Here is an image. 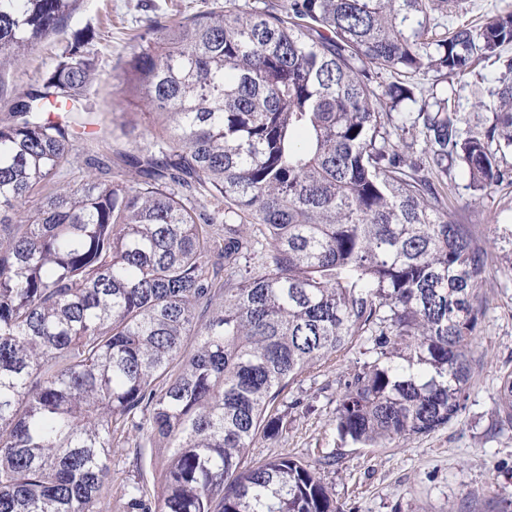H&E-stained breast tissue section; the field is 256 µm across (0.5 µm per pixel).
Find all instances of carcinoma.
Masks as SVG:
<instances>
[{
  "mask_svg": "<svg viewBox=\"0 0 512 512\" xmlns=\"http://www.w3.org/2000/svg\"><path fill=\"white\" fill-rule=\"evenodd\" d=\"M79 2L0 0V69ZM461 8L279 0L161 25L122 77L161 120L119 123L143 140L121 155L136 181L100 166L55 189L93 71L95 32L73 33L0 124V512L111 509L112 449L131 436L164 465L157 496L123 486L128 512H344L314 465L241 462L283 431L280 393L359 339L370 360L339 395L342 440L385 446L458 416L488 255L448 166L475 192L512 184V12L448 30ZM493 56L480 131L417 93L421 74ZM499 401L512 425V373Z\"/></svg>",
  "mask_w": 512,
  "mask_h": 512,
  "instance_id": "carcinoma-1",
  "label": "carcinoma"
}]
</instances>
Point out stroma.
<instances>
[{"mask_svg":"<svg viewBox=\"0 0 512 512\" xmlns=\"http://www.w3.org/2000/svg\"><path fill=\"white\" fill-rule=\"evenodd\" d=\"M271 0H83L80 9L55 33L25 56L22 64L0 73V122L8 121L16 93L50 69L75 30L91 27L98 37L91 48L95 71L83 102L99 119L104 132L79 141L72 164L57 177L58 187L80 183L91 159L108 164L111 173L126 180L134 174L120 154L135 143L112 125L113 113L124 114L139 129L155 127V117L141 101L121 93L118 76L152 22L162 24L199 13L270 4ZM502 69L494 59L480 62L470 73L435 80L418 77L424 94L455 99L468 125L487 124L488 110H474L472 87L493 90ZM448 197L466 222L475 224L488 252L481 296L486 313L471 346L472 379L467 401L458 418L425 436L401 438L383 447L358 448L342 442L335 430L336 399L354 366L364 363L362 346L350 348L339 361L315 371L280 395L289 405L288 425L272 439L258 440L245 456L254 465L275 456H291L317 465L320 476L346 512H495L496 504L512 499V427L499 422L498 390L512 371V263L494 244L493 229L512 224V185L480 195L469 187L463 168L448 172ZM142 483L157 492L161 480L159 449L151 444L124 443L112 451V512H125L123 484Z\"/></svg>","mask_w":512,"mask_h":512,"instance_id":"35a3bbf8","label":"stroma"}]
</instances>
